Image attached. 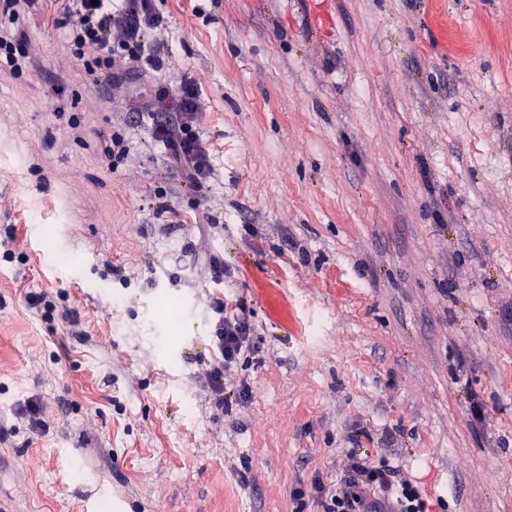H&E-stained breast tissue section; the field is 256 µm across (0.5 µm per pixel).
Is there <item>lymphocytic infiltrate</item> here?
Listing matches in <instances>:
<instances>
[{
    "label": "lymphocytic infiltrate",
    "instance_id": "f902f5d3",
    "mask_svg": "<svg viewBox=\"0 0 512 512\" xmlns=\"http://www.w3.org/2000/svg\"><path fill=\"white\" fill-rule=\"evenodd\" d=\"M40 0H0V60L15 75L24 73L32 54L28 19ZM52 19L72 57L81 62L95 85L107 91L138 83L143 101L127 122L148 129L163 146L165 161L185 183L203 191L213 173L212 159L198 131L199 91L191 77L179 84H149L146 72L165 67L164 45L154 38L163 25L153 0H59ZM214 329L208 359L198 375L207 400L223 410L229 397H249L250 385L237 378L240 360L257 350L258 331L243 301L212 297ZM311 490L321 512H429L419 486L402 476L388 457L369 458L349 450L334 481L315 479Z\"/></svg>",
    "mask_w": 512,
    "mask_h": 512
}]
</instances>
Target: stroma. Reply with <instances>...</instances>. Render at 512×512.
I'll return each instance as SVG.
<instances>
[{
	"label": "stroma",
	"mask_w": 512,
	"mask_h": 512,
	"mask_svg": "<svg viewBox=\"0 0 512 512\" xmlns=\"http://www.w3.org/2000/svg\"><path fill=\"white\" fill-rule=\"evenodd\" d=\"M155 5L162 79L202 91L223 292L260 333L238 366L253 394L210 408L198 194L120 124L50 2L28 73L0 70V229L17 228L0 512H321L294 493L350 448L388 456L438 512H512V0ZM112 130L130 146L114 171L91 148ZM30 290L63 295L80 335ZM30 397L46 429L16 416ZM48 298V293L43 290L30 291L25 296L28 307L40 314L42 319L55 321L56 316L61 323L74 326L76 323L75 312L67 305L57 306Z\"/></svg>",
	"instance_id": "obj_1"
}]
</instances>
